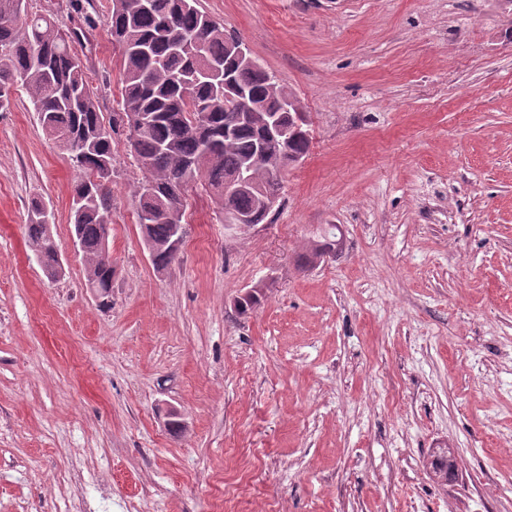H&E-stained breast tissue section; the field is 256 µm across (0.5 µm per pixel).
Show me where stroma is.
Instances as JSON below:
<instances>
[{"label": "stroma", "mask_w": 512, "mask_h": 512, "mask_svg": "<svg viewBox=\"0 0 512 512\" xmlns=\"http://www.w3.org/2000/svg\"><path fill=\"white\" fill-rule=\"evenodd\" d=\"M102 119L112 0H27ZM299 100L270 223L188 193L156 271L112 134V304L71 245L79 170L21 86L0 111V512H512V0H198ZM41 200L65 273L28 246ZM340 253L297 259L331 226ZM260 287V306L236 302ZM182 423L170 432L167 421ZM454 447L447 483L426 467Z\"/></svg>", "instance_id": "obj_1"}]
</instances>
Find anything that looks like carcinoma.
<instances>
[{"instance_id": "obj_1", "label": "carcinoma", "mask_w": 512, "mask_h": 512, "mask_svg": "<svg viewBox=\"0 0 512 512\" xmlns=\"http://www.w3.org/2000/svg\"><path fill=\"white\" fill-rule=\"evenodd\" d=\"M24 0H0V110L10 106V89L20 83L46 133L65 140L70 159L82 172L71 210L73 235L81 246L87 287L99 289V305L109 306L112 262L104 225L112 223V189L96 181L112 164L113 125H105L86 80L84 63L72 50L77 32L66 33L51 18L23 22ZM106 25L121 52L124 73L122 114L153 115L143 129L132 128L130 151L143 172L138 224L151 248L154 267L167 269L178 249L171 248L175 225L186 223L185 193L201 186L222 210L264 224L279 199L282 175L303 160L310 137L287 138L288 124L308 127L300 102L262 66L238 58L232 34L197 7V0H113ZM249 100L251 118H238V101ZM204 104L206 119L192 112ZM247 186L232 194L225 186L240 172ZM45 204L28 208L29 246L48 277L55 275L59 250ZM337 241L313 244L302 256L306 266L335 250ZM455 457L439 449L431 455L436 480H448Z\"/></svg>"}]
</instances>
